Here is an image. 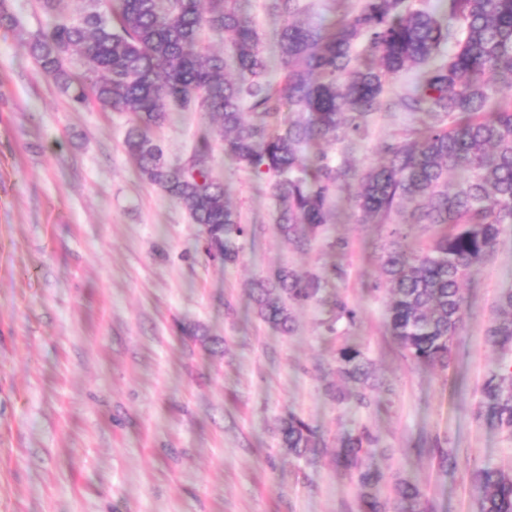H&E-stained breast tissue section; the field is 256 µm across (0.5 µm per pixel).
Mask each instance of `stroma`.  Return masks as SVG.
Instances as JSON below:
<instances>
[{
    "mask_svg": "<svg viewBox=\"0 0 512 512\" xmlns=\"http://www.w3.org/2000/svg\"><path fill=\"white\" fill-rule=\"evenodd\" d=\"M0 27V512H358L354 474L337 467L348 432L378 440L384 485H419L433 512H473L468 471L512 470V436L474 413L499 354L486 329L512 288V226L464 284V325L448 370L404 359L386 327L379 254L388 229L360 224L350 183L306 251L274 230L279 204L267 179L224 153L203 112H175L154 135L170 161L201 135L211 173L249 229L232 264L212 261L203 229L125 151L130 115L96 101L75 106L26 43L55 16L39 0H6ZM237 5L275 59L281 18L266 0ZM375 113L363 136L325 152L364 171L410 126ZM282 267L318 276L320 301L294 307L293 330L261 320L256 280ZM356 312L335 320L336 302ZM222 340L213 355L182 333ZM359 344L372 362L370 402L340 403L336 349ZM302 418L322 452L297 458L279 424ZM458 457L438 470L428 448Z\"/></svg>",
    "mask_w": 512,
    "mask_h": 512,
    "instance_id": "1",
    "label": "stroma"
}]
</instances>
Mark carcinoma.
<instances>
[{"label": "carcinoma", "mask_w": 512, "mask_h": 512, "mask_svg": "<svg viewBox=\"0 0 512 512\" xmlns=\"http://www.w3.org/2000/svg\"><path fill=\"white\" fill-rule=\"evenodd\" d=\"M76 19L60 17L29 44V53L70 100L94 99L136 119L125 149L143 178L180 203L204 228L206 252L233 263L248 228L210 173L211 145L201 137L187 167L167 160L151 130L171 110H201L218 119L224 152L270 179L279 202L275 230L307 249L329 223L336 190L353 179L359 223L429 224L438 232L420 251H408L400 228L382 246L381 276L389 285L390 335L405 359L443 370L454 359L466 298L461 284L493 253L512 224V0H446L444 21L414 0H360L357 9L326 24L307 19L303 0H269L283 18L277 76L256 29L237 0H92ZM230 35L231 62L210 53L205 33ZM77 57L81 70L67 62ZM415 69V82L384 98L386 86ZM397 108L425 119L381 147L384 162L359 174L324 153L306 155L317 139L339 143L361 134L371 116ZM253 119L246 121L245 112ZM460 175L448 191V174ZM321 281L282 268L254 283L261 318L287 333L292 307L318 299ZM488 343L512 359V288L498 299ZM337 372L358 404L373 387L360 345L342 344ZM481 408L512 436V370L492 371L481 387ZM281 447L297 457L322 447L316 432L290 415L279 428ZM373 439L361 431L336 450V463L356 473L359 512H429L419 486L397 483L388 497L382 475L364 466ZM428 452L438 467L457 465L437 441ZM476 512H512V472L472 471Z\"/></svg>", "instance_id": "carcinoma-1"}]
</instances>
